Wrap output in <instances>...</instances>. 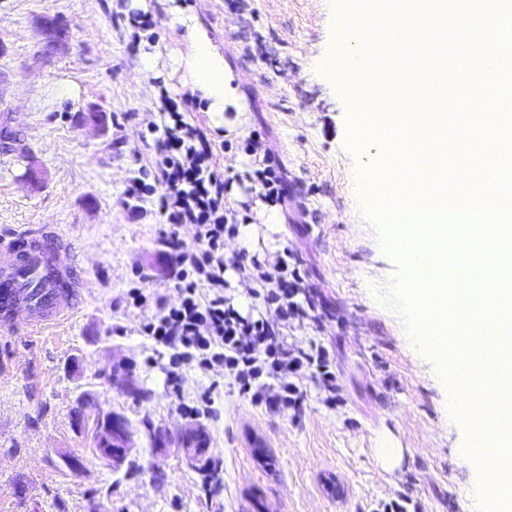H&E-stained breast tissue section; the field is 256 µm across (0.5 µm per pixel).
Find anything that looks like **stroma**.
<instances>
[{
  "label": "stroma",
  "mask_w": 512,
  "mask_h": 512,
  "mask_svg": "<svg viewBox=\"0 0 512 512\" xmlns=\"http://www.w3.org/2000/svg\"><path fill=\"white\" fill-rule=\"evenodd\" d=\"M113 0H0V227L55 224L76 244L84 300L76 323L43 335L0 331V512H213L201 489L212 458L224 467V512H481L479 445L448 412V386L411 336L406 312L380 302L406 271L381 243L382 229L358 199L367 168L347 146L351 107L325 61L345 28L340 0H191L229 64L244 133L217 152L216 168L244 173L246 140L283 161L296 193L275 224L268 205L241 187L251 223L226 239L227 259L291 248L313 303L288 333L292 349L318 345L339 385L328 404L318 382L301 381L299 411L270 413L231 379L182 370L165 383L166 356L139 326L152 311L126 302H176L159 262L166 227L133 214L124 191L147 164L146 113L160 92L186 86L175 57L180 32L169 0H139L158 39L130 50V27ZM154 69L141 74L140 61ZM214 388L215 412L187 417L181 403ZM110 410L129 422V462L101 460L73 411ZM200 429L205 448L182 436ZM401 454L385 468L381 438ZM79 456L81 471L64 455Z\"/></svg>",
  "instance_id": "35a3bbf8"
}]
</instances>
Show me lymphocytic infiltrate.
<instances>
[{
	"instance_id": "obj_1",
	"label": "lymphocytic infiltrate",
	"mask_w": 512,
	"mask_h": 512,
	"mask_svg": "<svg viewBox=\"0 0 512 512\" xmlns=\"http://www.w3.org/2000/svg\"><path fill=\"white\" fill-rule=\"evenodd\" d=\"M158 112L159 120L145 124L151 159L134 172L125 195L133 213L154 212L171 228L161 241L160 261L169 287L180 298L174 304L155 298L153 313L141 325L143 335L169 356L167 386L178 387L183 365L190 364L206 375L231 377L253 405L284 411L298 408L301 391L295 379L307 372L315 376L327 402H335L336 372L328 351L286 345L289 329L309 316L303 277L288 251L253 259L246 275L249 295L274 310L276 323L242 316L224 294V240L251 220L232 206L230 178L213 164L215 151L227 149V142L187 122L170 96H161ZM244 149L256 157L246 175L251 190L266 202L285 205L282 166L270 157H257L253 142ZM184 224L195 229L194 245H186L176 233Z\"/></svg>"
}]
</instances>
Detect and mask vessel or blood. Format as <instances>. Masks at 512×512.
<instances>
[{
    "label": "vessel or blood",
    "instance_id": "vessel-or-blood-1",
    "mask_svg": "<svg viewBox=\"0 0 512 512\" xmlns=\"http://www.w3.org/2000/svg\"><path fill=\"white\" fill-rule=\"evenodd\" d=\"M0 328L32 334L72 322L82 301L83 276L72 241L52 224L0 232Z\"/></svg>",
    "mask_w": 512,
    "mask_h": 512
}]
</instances>
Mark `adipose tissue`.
<instances>
[{
	"label": "adipose tissue",
	"mask_w": 512,
	"mask_h": 512,
	"mask_svg": "<svg viewBox=\"0 0 512 512\" xmlns=\"http://www.w3.org/2000/svg\"><path fill=\"white\" fill-rule=\"evenodd\" d=\"M169 24L184 33V48L177 57V66L186 86L205 102L215 125L225 126L228 133H236L237 124L225 122L224 114L231 110L242 111L243 106L232 85L223 53L208 29L182 8L171 9Z\"/></svg>",
	"instance_id": "obj_1"
}]
</instances>
